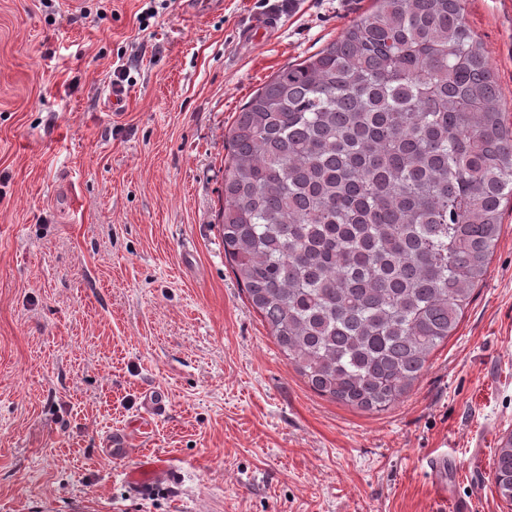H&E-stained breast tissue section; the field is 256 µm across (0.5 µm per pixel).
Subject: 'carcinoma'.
I'll use <instances>...</instances> for the list:
<instances>
[{
  "mask_svg": "<svg viewBox=\"0 0 512 512\" xmlns=\"http://www.w3.org/2000/svg\"><path fill=\"white\" fill-rule=\"evenodd\" d=\"M224 257L321 396L387 411L457 330L512 198V131L463 0H373L227 132ZM512 504V433L494 459Z\"/></svg>",
  "mask_w": 512,
  "mask_h": 512,
  "instance_id": "cac0c4a2",
  "label": "carcinoma"
}]
</instances>
